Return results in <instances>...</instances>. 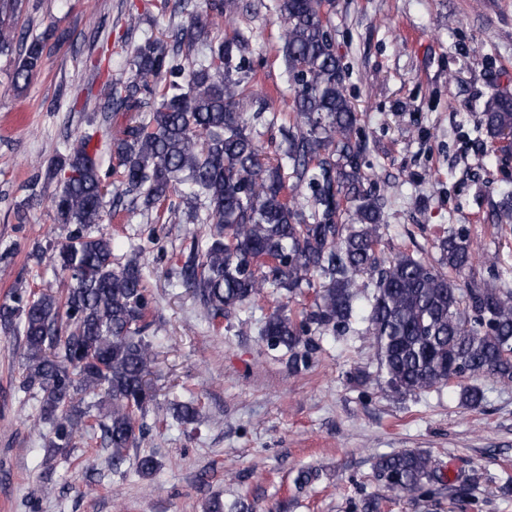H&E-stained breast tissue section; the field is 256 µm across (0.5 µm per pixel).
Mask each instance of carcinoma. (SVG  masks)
Returning <instances> with one entry per match:
<instances>
[{
    "mask_svg": "<svg viewBox=\"0 0 512 512\" xmlns=\"http://www.w3.org/2000/svg\"><path fill=\"white\" fill-rule=\"evenodd\" d=\"M19 2L0 0V54L17 53L13 87L23 91L42 68L48 35L14 45ZM204 2V12L176 27L172 43L149 38L134 48L131 76L112 91L105 121L121 112L148 116L112 139V170L102 171L89 135L46 169L47 182L56 183L57 223L69 227L49 256L65 288L15 289L0 304V329L21 330L22 384L41 393L47 452L98 433L118 470L145 434L148 409H161L146 383L154 345L143 332L153 296L143 248L116 264L112 238L100 229L112 213L113 176L158 224L213 221L205 237L192 240L183 285L213 321L272 290L277 305L260 336L266 349L288 353L291 372L311 366V336L347 329L358 278L366 275L373 284L366 332L392 392L412 395L455 379L465 402L477 407L484 393L470 380L489 374L512 383V290L467 277L473 255L464 236L441 238L432 262L406 250L380 251L383 203L365 188L359 119L343 87L325 0L276 3L293 92V131L282 154L261 143L255 122L262 113L244 112L248 42L237 32L212 33V19L229 3ZM480 129L493 144L512 132L511 95L488 98ZM303 186L311 191L305 204ZM344 210L349 222L340 224ZM315 286L312 305L288 308ZM376 473L398 493L441 481L431 456L412 450L381 457Z\"/></svg>",
    "mask_w": 512,
    "mask_h": 512,
    "instance_id": "obj_1",
    "label": "carcinoma"
}]
</instances>
